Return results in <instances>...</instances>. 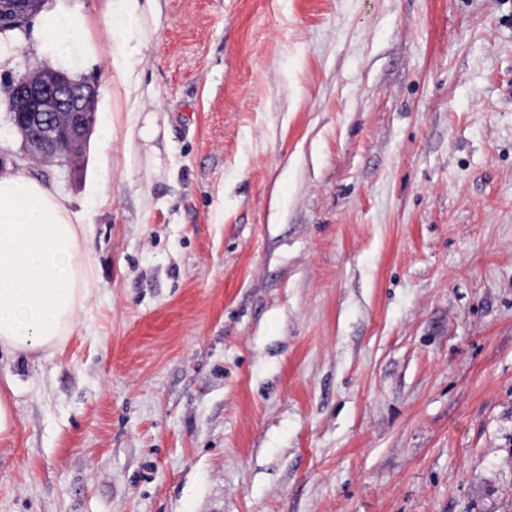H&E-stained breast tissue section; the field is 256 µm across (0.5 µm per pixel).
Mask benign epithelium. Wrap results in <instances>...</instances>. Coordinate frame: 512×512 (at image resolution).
<instances>
[{
	"instance_id": "1",
	"label": "benign epithelium",
	"mask_w": 512,
	"mask_h": 512,
	"mask_svg": "<svg viewBox=\"0 0 512 512\" xmlns=\"http://www.w3.org/2000/svg\"><path fill=\"white\" fill-rule=\"evenodd\" d=\"M0 2V28H21L38 11L37 0ZM14 89L9 131L19 134L27 151L52 159L72 173L83 169L86 144L96 121L100 85L72 81L58 70H25L11 80Z\"/></svg>"
}]
</instances>
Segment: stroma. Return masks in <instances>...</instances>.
I'll return each instance as SVG.
<instances>
[{
	"label": "stroma",
	"instance_id": "obj_1",
	"mask_svg": "<svg viewBox=\"0 0 512 512\" xmlns=\"http://www.w3.org/2000/svg\"><path fill=\"white\" fill-rule=\"evenodd\" d=\"M79 3L85 167L9 135L0 173L94 285L62 353H0V512H512V0ZM135 54V48H128L119 55H112L111 91L114 96H119L122 91L126 96L129 95V87L135 65Z\"/></svg>",
	"mask_w": 512,
	"mask_h": 512
}]
</instances>
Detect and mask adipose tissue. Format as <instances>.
<instances>
[{
  "label": "adipose tissue",
  "mask_w": 512,
  "mask_h": 512,
  "mask_svg": "<svg viewBox=\"0 0 512 512\" xmlns=\"http://www.w3.org/2000/svg\"><path fill=\"white\" fill-rule=\"evenodd\" d=\"M85 17L63 0L40 20L61 65H84ZM87 228L60 193L19 172L0 177V351L59 350L75 329L93 278Z\"/></svg>",
  "instance_id": "adipose-tissue-1"
}]
</instances>
